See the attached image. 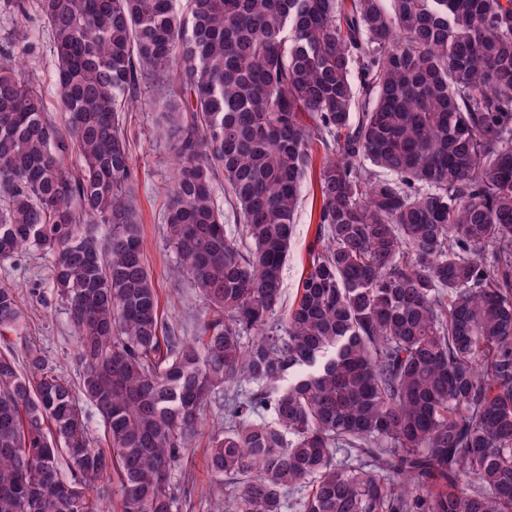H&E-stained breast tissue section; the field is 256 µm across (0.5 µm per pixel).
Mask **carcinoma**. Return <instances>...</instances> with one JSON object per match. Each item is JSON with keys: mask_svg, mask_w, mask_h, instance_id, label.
<instances>
[{"mask_svg": "<svg viewBox=\"0 0 512 512\" xmlns=\"http://www.w3.org/2000/svg\"><path fill=\"white\" fill-rule=\"evenodd\" d=\"M6 2L49 26L66 123L1 56L0 260L51 257L79 387L33 345L0 351V512H98L114 479L121 512H173L219 392L207 453L236 512L305 487L302 512H512V0ZM146 82L166 239L207 303L184 339L163 335L131 199L123 113ZM23 319L1 286L0 337ZM322 156V150L318 149L313 169L302 182V201L295 219L291 249L283 268V310L294 301L299 280L307 264L308 249L314 238L319 207L317 183Z\"/></svg>", "mask_w": 512, "mask_h": 512, "instance_id": "cac0c4a2", "label": "carcinoma"}]
</instances>
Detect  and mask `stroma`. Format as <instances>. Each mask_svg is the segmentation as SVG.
<instances>
[{
	"label": "stroma",
	"instance_id": "stroma-1",
	"mask_svg": "<svg viewBox=\"0 0 512 512\" xmlns=\"http://www.w3.org/2000/svg\"><path fill=\"white\" fill-rule=\"evenodd\" d=\"M26 51V78L40 88L51 118L64 124L65 115L57 108L59 89L54 78L51 34L45 20L32 16L25 33L15 30L10 13L0 7V49ZM153 89H142L133 111L124 116L127 137L131 144L132 163L138 176L134 198L143 220L144 257L153 272L159 291L160 309L165 329L189 337L204 313L201 294L181 272L176 254L163 232L162 216L166 190L173 174L172 153L168 145L155 137L160 114L154 108ZM318 172L310 170L302 182L301 205L296 215L294 237L283 268V303L291 305L304 267L308 249L316 229L319 207ZM0 285L17 289L27 315L25 338L5 336L16 355H23L25 345L40 349L49 365L62 372L70 384H78L75 338L65 303L58 296L51 280L48 256L38 251L10 261H0ZM224 423V396H212L202 421L200 436L193 450L172 472V482L190 476V495L180 498L175 512H214L219 494L214 490L206 457L210 432Z\"/></svg>",
	"mask_w": 512,
	"mask_h": 512
}]
</instances>
